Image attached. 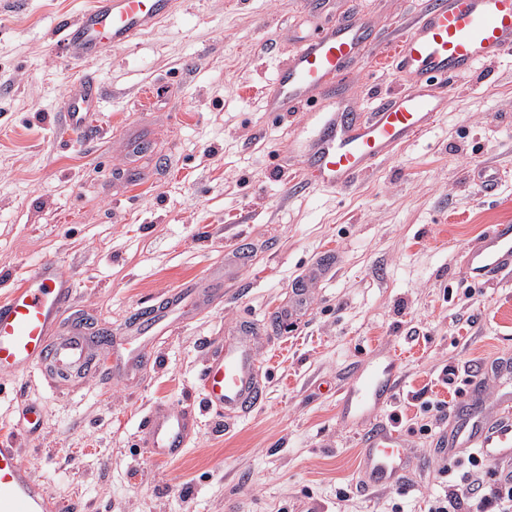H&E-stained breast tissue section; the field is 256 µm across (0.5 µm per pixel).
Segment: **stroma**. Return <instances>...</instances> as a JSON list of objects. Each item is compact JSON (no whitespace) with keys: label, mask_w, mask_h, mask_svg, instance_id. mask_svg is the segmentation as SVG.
Masks as SVG:
<instances>
[{"label":"stroma","mask_w":512,"mask_h":512,"mask_svg":"<svg viewBox=\"0 0 512 512\" xmlns=\"http://www.w3.org/2000/svg\"><path fill=\"white\" fill-rule=\"evenodd\" d=\"M425 0H184L125 49L60 54L58 21L92 0H0V297L45 258L76 282L65 316L91 333L123 326L165 292L224 274L222 301L156 333L140 369L88 370L62 392L39 374L0 378V440L14 442L75 512H423L448 488L434 448L512 392V273L461 274L468 243L512 224V53L454 81L448 108L343 191L290 186L294 140L336 95L270 114L263 90L298 48L310 5L369 18L363 61L341 82L359 111L408 87L391 60ZM102 86L90 134L70 130L79 78ZM500 172L496 196L471 172ZM299 306L292 322L277 310ZM253 342L266 392L255 410L204 408L208 354L235 326ZM394 361L402 388L368 417L343 420L340 393ZM43 428L18 434L23 405ZM158 406L195 410L184 455H146ZM400 432L406 487L362 486L361 432Z\"/></svg>","instance_id":"1"}]
</instances>
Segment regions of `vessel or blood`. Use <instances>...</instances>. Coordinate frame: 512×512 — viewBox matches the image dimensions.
<instances>
[{"label":"vessel or blood","mask_w":512,"mask_h":512,"mask_svg":"<svg viewBox=\"0 0 512 512\" xmlns=\"http://www.w3.org/2000/svg\"><path fill=\"white\" fill-rule=\"evenodd\" d=\"M179 0H93L76 20L63 22V52L89 61L106 48L121 49L150 31L175 10ZM373 33L368 19L351 15L315 28L298 52L280 66L265 89L270 112L309 107L313 91L343 79L361 61ZM512 52V0H426L407 31L396 41L392 58L410 77L407 93L380 99L369 120L344 109L328 113L318 128L302 171L304 179L344 189L402 144L426 132L448 106L455 79ZM102 95L99 81L85 75L69 96L65 117L79 134L93 127ZM512 270V224H496L471 242L463 254L469 281H490ZM76 293L74 279L57 261L41 260L28 279L0 299V376L45 369L59 376L81 374L91 342L76 332L60 330V319ZM221 290L194 283L168 293L158 309L137 311L133 324L114 341V368L137 366L141 351L156 330L172 326L187 306L219 300ZM256 358L249 342L232 337L215 347L203 373V394L214 408H247L261 400L255 378ZM398 380L373 372L344 405H366L372 398L394 394ZM195 425L183 409H157L145 422L144 446L151 457L175 459ZM461 445L487 460L512 459V398L492 421H474ZM361 468L368 484L401 482L405 454L398 436L385 430L361 437ZM65 505L37 479L15 445H0V512H64Z\"/></svg>","instance_id":"vessel-or-blood-1"}]
</instances>
